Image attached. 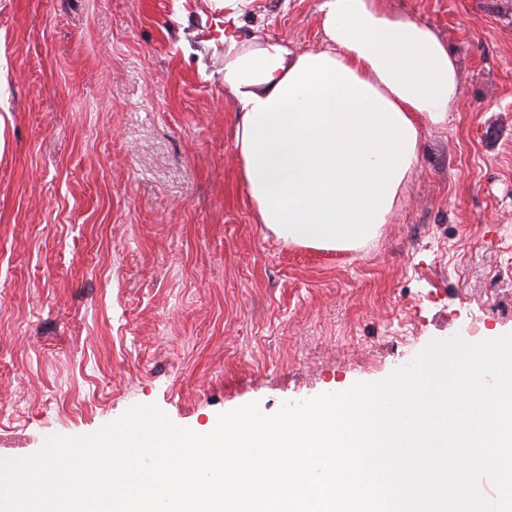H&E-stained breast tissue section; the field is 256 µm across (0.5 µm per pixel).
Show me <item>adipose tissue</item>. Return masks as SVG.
Here are the masks:
<instances>
[{"mask_svg":"<svg viewBox=\"0 0 512 512\" xmlns=\"http://www.w3.org/2000/svg\"><path fill=\"white\" fill-rule=\"evenodd\" d=\"M224 13V96L258 223L288 244L355 250L394 214L424 130L447 126L457 63L428 25L383 0H321V46L242 37Z\"/></svg>","mask_w":512,"mask_h":512,"instance_id":"ef3b65f1","label":"adipose tissue"}]
</instances>
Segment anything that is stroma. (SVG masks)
Masks as SVG:
<instances>
[{
    "label": "stroma",
    "instance_id": "obj_1",
    "mask_svg": "<svg viewBox=\"0 0 512 512\" xmlns=\"http://www.w3.org/2000/svg\"><path fill=\"white\" fill-rule=\"evenodd\" d=\"M320 0L246 37L318 48ZM460 64L400 204L355 251L256 221L211 0H0V458L133 407L215 427L512 333V0H385Z\"/></svg>",
    "mask_w": 512,
    "mask_h": 512
}]
</instances>
